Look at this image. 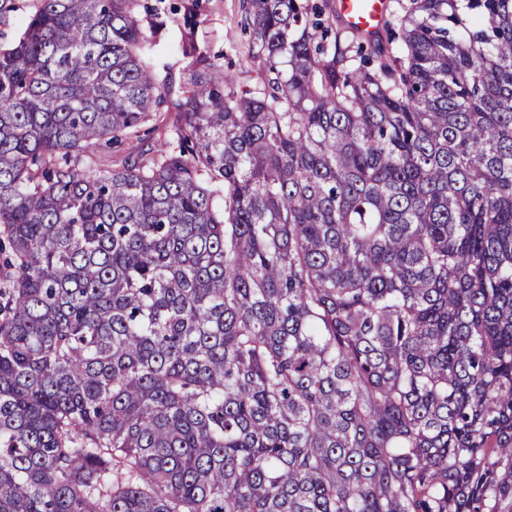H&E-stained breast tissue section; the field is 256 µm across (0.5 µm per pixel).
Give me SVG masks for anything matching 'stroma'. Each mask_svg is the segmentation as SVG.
Here are the masks:
<instances>
[{"label": "stroma", "mask_w": 512, "mask_h": 512, "mask_svg": "<svg viewBox=\"0 0 512 512\" xmlns=\"http://www.w3.org/2000/svg\"><path fill=\"white\" fill-rule=\"evenodd\" d=\"M163 37H147L145 49L158 69L170 70L176 83L188 84L192 58L183 55L181 37L186 16H193L199 50L222 65L239 86L249 88L265 71L264 57L256 56L248 26L245 0H164Z\"/></svg>", "instance_id": "obj_1"}]
</instances>
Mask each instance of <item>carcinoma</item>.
I'll use <instances>...</instances> for the list:
<instances>
[{
    "instance_id": "carcinoma-1",
    "label": "carcinoma",
    "mask_w": 512,
    "mask_h": 512,
    "mask_svg": "<svg viewBox=\"0 0 512 512\" xmlns=\"http://www.w3.org/2000/svg\"><path fill=\"white\" fill-rule=\"evenodd\" d=\"M247 4L245 90L142 0L0 47V512H512V0ZM337 3L346 22L363 32H373L382 25L388 6V0H337ZM174 120V111L167 110L165 107L156 111L152 119L142 128L144 130V133L141 134L145 142L144 147L157 145L163 141Z\"/></svg>"
}]
</instances>
